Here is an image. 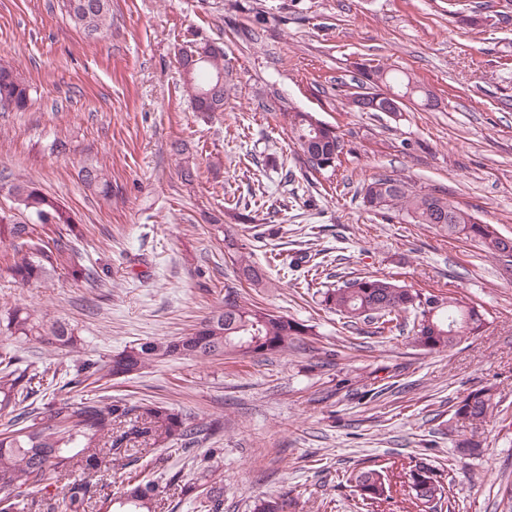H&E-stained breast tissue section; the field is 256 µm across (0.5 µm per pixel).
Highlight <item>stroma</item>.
<instances>
[{
    "label": "stroma",
    "mask_w": 512,
    "mask_h": 512,
    "mask_svg": "<svg viewBox=\"0 0 512 512\" xmlns=\"http://www.w3.org/2000/svg\"><path fill=\"white\" fill-rule=\"evenodd\" d=\"M111 14L92 38L59 0H0V63L33 98L23 112L0 108V173L76 212L85 263L99 274L88 285L60 269L22 285L0 244V312L69 321L101 362L188 333L230 291L313 325L285 353L170 359L107 390L220 423L193 453L137 451L136 468L192 482L197 456L221 449L212 478L224 485L223 512H251L269 492L288 493L295 512H359L347 476L366 466L401 476L419 461L440 474L451 512H512V267L437 226L384 220L359 195L372 175L395 174L512 238V0H111ZM201 37L224 45L223 112L193 111L182 85L178 50ZM359 64L408 73L433 106L396 118L357 111L339 83ZM285 106L336 127L346 147L334 173L302 174ZM56 140L66 153H51ZM181 141L183 155L172 149ZM87 160L111 180V197L79 182ZM228 236L267 287L241 280ZM368 275L480 305L485 325L430 353L319 305L318 289ZM483 387L497 408L478 429L480 454L461 459L451 405Z\"/></svg>",
    "instance_id": "stroma-1"
}]
</instances>
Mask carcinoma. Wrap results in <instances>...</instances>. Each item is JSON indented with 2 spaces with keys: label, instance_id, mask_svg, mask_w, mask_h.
Segmentation results:
<instances>
[{
  "label": "carcinoma",
  "instance_id": "carcinoma-1",
  "mask_svg": "<svg viewBox=\"0 0 512 512\" xmlns=\"http://www.w3.org/2000/svg\"><path fill=\"white\" fill-rule=\"evenodd\" d=\"M69 16L75 26L89 36L101 35L109 26L110 0H76ZM190 50L200 56L191 72L182 70L184 87L196 112L224 111L228 79L224 78V47L207 39L192 40L178 54ZM355 88L369 87L377 102L366 104V111L383 107L388 94L410 101L428 100L425 87L407 73L392 72L381 66L361 71ZM30 91L11 68L0 65V107L25 111ZM289 132L298 148L299 161L311 172L323 171L322 164L335 169L344 153V140L335 127L312 112L293 108L286 111ZM84 186L112 196V184L100 167L88 161L78 172ZM14 210L0 211V243L23 254L6 266L12 278L27 284L48 277L58 267L68 270L75 282L90 279L95 270L84 264L79 242L85 232L74 210L45 193L35 182L16 180L10 187ZM362 204L387 219L410 224H438L448 236L479 243L485 251L505 262L502 235L490 224H482L465 209L443 197V192H417L400 177L378 174L363 184ZM226 247L237 256L241 275L254 286L264 285V274L244 255L234 240ZM424 293L398 285L385 275L357 276L336 288L320 292V303L350 319L351 325L364 323L374 333L394 336L403 331L413 343L429 352L447 351L476 335L485 323L484 314L474 305L451 297H438L440 306L426 307ZM0 332L14 339L16 349L0 353V411L9 410L18 428L0 432V512H40L41 506L56 500L59 484L67 487L62 512H156L160 485L133 476L122 479L123 492L114 497L100 493L89 481L76 476L78 467L99 471L123 448H171L194 446L204 431L221 429L217 422L194 424L179 411L161 403H128L110 396L79 398L55 396L44 410L28 409L24 403L41 387L53 386L58 371L38 370L21 363L17 351L32 343L67 348L79 353L82 338L68 323L45 320L38 311L13 308L0 317ZM312 335V327L295 318L277 315L258 306L244 305L235 292L224 296V304L190 332L175 339H153L124 347L101 365L88 359L76 365L74 375L58 390L77 388L88 381L98 383L117 377H133L142 370L170 358L190 357L200 361L219 359L227 352L247 354L284 353ZM497 403L490 390H472L457 397L453 418L472 424L493 414ZM351 481L361 490V507L391 499V483L384 470L364 468ZM414 504L421 512H438L444 487L431 464L421 462L408 474ZM192 498L197 512H221L224 487H206L193 482L182 486ZM288 496L269 495L255 504L254 512H288Z\"/></svg>",
  "mask_w": 512,
  "mask_h": 512
}]
</instances>
